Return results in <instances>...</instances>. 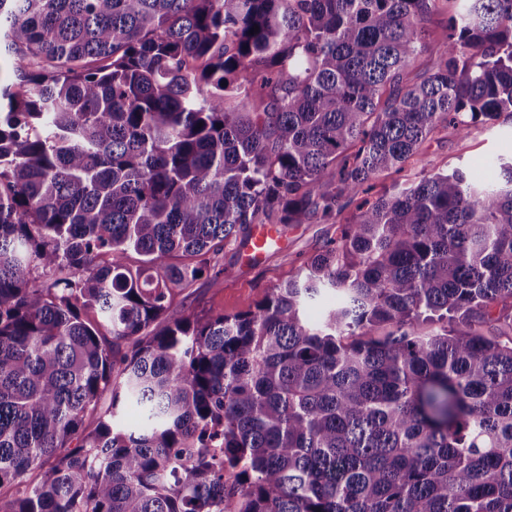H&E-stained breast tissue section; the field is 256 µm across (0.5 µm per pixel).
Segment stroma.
I'll return each instance as SVG.
<instances>
[{
	"label": "stroma",
	"instance_id": "35a3bbf8",
	"mask_svg": "<svg viewBox=\"0 0 512 512\" xmlns=\"http://www.w3.org/2000/svg\"><path fill=\"white\" fill-rule=\"evenodd\" d=\"M421 170L435 173L461 168L469 179H497V159L512 158V119L503 117L491 126H476L468 135L451 128L425 141L420 150ZM280 243L266 260L244 265L240 249L230 246L219 256L222 276L205 275L177 293L175 306L188 314L224 312L234 314L252 308L273 288L294 277L300 266L326 242L335 238V225L313 218L280 230Z\"/></svg>",
	"mask_w": 512,
	"mask_h": 512
}]
</instances>
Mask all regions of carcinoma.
<instances>
[{"label":"carcinoma","mask_w":512,"mask_h":512,"mask_svg":"<svg viewBox=\"0 0 512 512\" xmlns=\"http://www.w3.org/2000/svg\"><path fill=\"white\" fill-rule=\"evenodd\" d=\"M449 2L0 0V512H512V162L355 203L512 117V0L433 46ZM316 216L254 308H174Z\"/></svg>","instance_id":"1"}]
</instances>
